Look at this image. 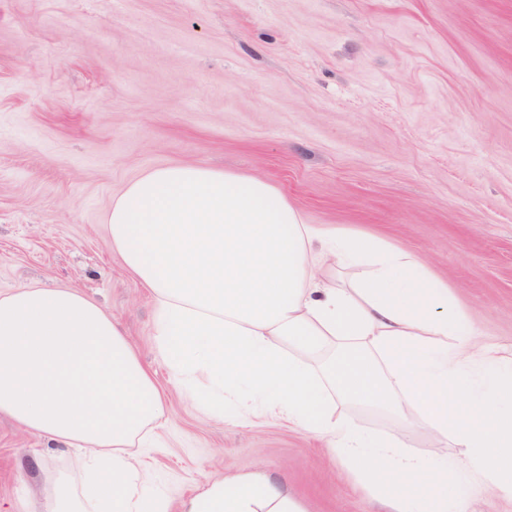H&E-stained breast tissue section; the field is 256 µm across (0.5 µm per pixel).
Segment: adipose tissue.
<instances>
[{
  "instance_id": "adipose-tissue-1",
  "label": "adipose tissue",
  "mask_w": 512,
  "mask_h": 512,
  "mask_svg": "<svg viewBox=\"0 0 512 512\" xmlns=\"http://www.w3.org/2000/svg\"><path fill=\"white\" fill-rule=\"evenodd\" d=\"M112 245L157 312V353L193 403L273 416L384 475L393 512H464L473 489L512 500V357L479 340L424 261L377 237L305 223L267 181L157 168L116 199ZM351 270L344 282L331 270ZM348 402L392 413L367 434ZM0 414L76 449L42 512H305L278 478L223 476L192 497H144L132 452L163 396L111 312L75 288L0 293ZM429 429L427 456L405 441ZM462 455L449 461L441 444ZM432 490L422 502L414 479Z\"/></svg>"
}]
</instances>
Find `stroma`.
<instances>
[{"instance_id":"1","label":"stroma","mask_w":512,"mask_h":512,"mask_svg":"<svg viewBox=\"0 0 512 512\" xmlns=\"http://www.w3.org/2000/svg\"><path fill=\"white\" fill-rule=\"evenodd\" d=\"M174 165L262 178L306 223L418 254L512 356V0H0V292L77 288L120 322L165 400L136 451L171 497L265 473L308 512H387L325 443L174 387L107 228ZM77 464L0 416L1 504L39 512L47 472Z\"/></svg>"}]
</instances>
